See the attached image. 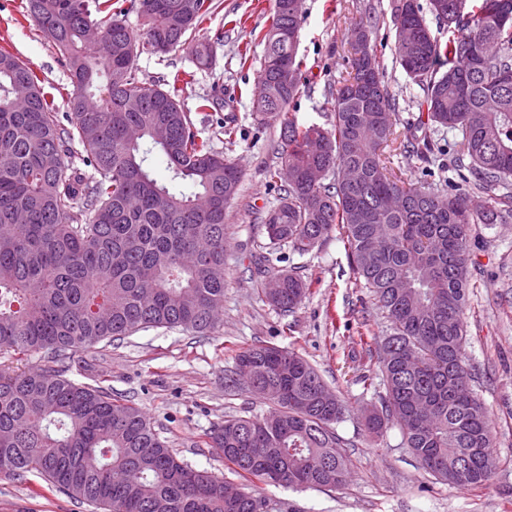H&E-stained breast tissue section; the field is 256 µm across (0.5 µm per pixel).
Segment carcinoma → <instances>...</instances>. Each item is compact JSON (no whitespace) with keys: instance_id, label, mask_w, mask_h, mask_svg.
I'll use <instances>...</instances> for the list:
<instances>
[{"instance_id":"1","label":"carcinoma","mask_w":512,"mask_h":512,"mask_svg":"<svg viewBox=\"0 0 512 512\" xmlns=\"http://www.w3.org/2000/svg\"><path fill=\"white\" fill-rule=\"evenodd\" d=\"M213 0H133L140 34L123 20L126 0H26L30 20L52 42L73 84L71 127L60 125L54 98L18 57L0 49V353H43L36 371L0 369V474L38 475L48 487L100 512H254L259 497L243 481L288 488L343 489L352 461L336 424L346 412L322 399L320 373L298 352L276 345L240 350L250 364L228 388L269 404L263 415L224 417L208 447L234 478L197 470L167 445L145 413L98 387L78 385L53 364L104 340L153 328L210 335L219 328L227 285L226 209L242 172L212 141L232 137L222 123L201 136L177 100V88L142 82L141 54L188 47L200 71L212 68L210 41L192 34ZM448 27L441 44L416 0H399L393 23L396 60L424 91L431 122L460 133L463 169L489 194L408 187L393 178L384 151L393 143L395 99L375 51L355 52L353 77L330 90V130L312 145V126L289 105L302 81L297 60L302 0H274L263 36L254 108L280 125L268 170L288 181L263 223L268 248L304 252L338 229L355 280L388 322L378 369L362 376L374 400L362 415L377 437L399 426L420 466L461 488L486 482L496 469L491 418L477 393L475 367L464 356L471 224L504 218L492 192L512 186V0H430ZM89 93L102 110L81 112ZM133 99L135 112L123 108ZM82 147L85 175L72 161ZM160 153L173 184L150 167ZM353 168L359 184L313 183V170ZM401 194L408 205L389 206ZM283 288L272 307L292 312L309 284L272 271Z\"/></svg>"}]
</instances>
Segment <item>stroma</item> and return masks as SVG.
<instances>
[{
	"instance_id": "1",
	"label": "stroma",
	"mask_w": 512,
	"mask_h": 512,
	"mask_svg": "<svg viewBox=\"0 0 512 512\" xmlns=\"http://www.w3.org/2000/svg\"><path fill=\"white\" fill-rule=\"evenodd\" d=\"M394 0H303L297 56L305 82L289 110L299 123L331 128L330 86L348 78L351 48L347 32L362 19L376 18L371 41L396 98V140L386 161L407 185L453 192L461 183L454 171L458 131L433 124L424 92L396 63ZM273 0H215L200 37L215 47V65L194 71L188 51L143 54L134 67L139 80L166 85L177 74L178 99L197 129L219 118L233 120V137L214 140L216 150L243 173L237 198L226 212L229 246L224 254L227 286L217 333L201 336L157 328L71 354L62 368L80 385L101 387L113 398L141 408L157 431L194 468L228 476L224 460L206 445L214 425L230 415L262 414V400L228 389L225 378L240 348L274 344L295 349L321 374L327 387L346 401L349 412L337 425L353 464L342 490H295L257 484L264 512H512V218L470 227L471 290L465 309V355L476 367L479 394L492 419L495 452L501 460L490 479L476 488L449 486L421 468L402 444L397 426L371 439L359 412L366 392L360 381L376 340L387 322L367 289L357 286L348 250L333 232L306 252L284 245L270 255L280 271L310 281L306 299L293 313L270 307L256 289L255 259L268 239L261 218L283 195L267 171L276 164L280 129L253 108ZM0 49L28 64L55 97L57 116L69 125L73 91L57 51L24 14L23 0H0ZM217 99L198 111L200 97ZM0 512H93L91 506L44 487L34 474L0 477Z\"/></svg>"
}]
</instances>
